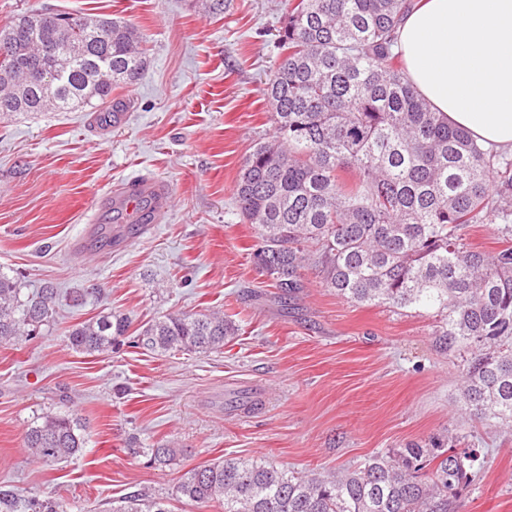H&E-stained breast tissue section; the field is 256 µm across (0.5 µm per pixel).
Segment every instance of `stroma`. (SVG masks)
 Wrapping results in <instances>:
<instances>
[{
	"mask_svg": "<svg viewBox=\"0 0 512 512\" xmlns=\"http://www.w3.org/2000/svg\"><path fill=\"white\" fill-rule=\"evenodd\" d=\"M289 0H0V28L34 11L121 17L145 37L139 80L114 91L120 112L87 108L0 119V268L24 290L90 289L62 304L45 336L0 347V484L53 493L73 512L112 499L168 496L213 459L252 458L302 474L337 473L431 437L466 434L478 451L457 512H512V426L461 408L469 351L439 348L424 311L349 302L306 269L294 298L253 265L257 230L233 203L245 157L273 133L264 96ZM153 173L168 205L147 231L102 197ZM219 310L239 327L223 350L157 355L130 344L71 349L66 331L103 311L133 326ZM69 411L87 444L35 462L28 424ZM176 448L168 465L150 448Z\"/></svg>",
	"mask_w": 512,
	"mask_h": 512,
	"instance_id": "obj_1",
	"label": "stroma"
}]
</instances>
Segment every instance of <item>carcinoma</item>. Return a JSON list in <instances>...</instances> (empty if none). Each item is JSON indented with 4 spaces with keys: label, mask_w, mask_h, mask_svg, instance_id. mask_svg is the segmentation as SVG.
Segmentation results:
<instances>
[{
    "label": "carcinoma",
    "mask_w": 512,
    "mask_h": 512,
    "mask_svg": "<svg viewBox=\"0 0 512 512\" xmlns=\"http://www.w3.org/2000/svg\"><path fill=\"white\" fill-rule=\"evenodd\" d=\"M413 0H292L282 56L264 95L273 135L246 158L235 184L239 215L256 225L252 261L286 298L313 264L327 288L358 305L432 310L446 348L470 349L463 402L488 424H512V156L485 149L448 122L404 73L397 30ZM28 48L0 59V102L25 113L112 103L146 63L143 36L123 18L32 12L0 30ZM60 51L51 80L37 77L42 50ZM472 224H494L492 252L464 242ZM60 291L23 293L0 269V344L40 335ZM109 311L67 331L87 354L128 332ZM224 313H177L143 325L132 346L160 354L219 350L237 335ZM24 445L45 464L81 452L85 426L66 412L36 417ZM473 449L437 438L377 453L336 475H299L266 462L224 458L187 470L165 498L147 491L109 512H171V501L224 512H455L472 482ZM0 512H70L53 495L0 486Z\"/></svg>",
    "instance_id": "1"
}]
</instances>
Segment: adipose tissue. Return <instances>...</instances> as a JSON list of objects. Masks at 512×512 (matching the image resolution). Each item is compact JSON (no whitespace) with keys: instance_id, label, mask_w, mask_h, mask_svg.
<instances>
[{"instance_id":"obj_1","label":"adipose tissue","mask_w":512,"mask_h":512,"mask_svg":"<svg viewBox=\"0 0 512 512\" xmlns=\"http://www.w3.org/2000/svg\"><path fill=\"white\" fill-rule=\"evenodd\" d=\"M398 49L436 111L483 146L512 152V0H415Z\"/></svg>"}]
</instances>
